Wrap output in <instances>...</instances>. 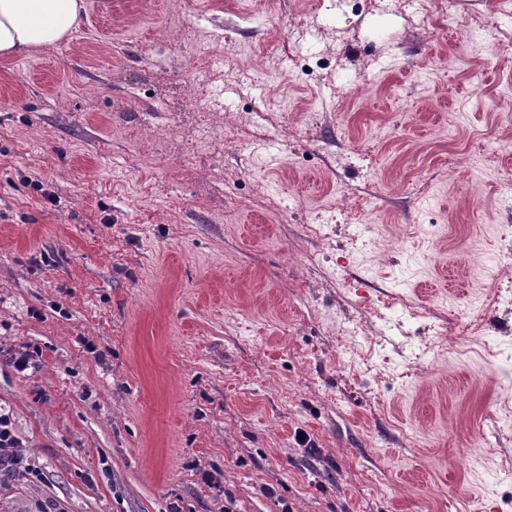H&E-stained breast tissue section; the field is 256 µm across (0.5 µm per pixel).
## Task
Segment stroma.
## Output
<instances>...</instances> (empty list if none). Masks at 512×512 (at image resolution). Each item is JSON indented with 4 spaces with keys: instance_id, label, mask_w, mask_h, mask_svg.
Instances as JSON below:
<instances>
[{
    "instance_id": "obj_1",
    "label": "stroma",
    "mask_w": 512,
    "mask_h": 512,
    "mask_svg": "<svg viewBox=\"0 0 512 512\" xmlns=\"http://www.w3.org/2000/svg\"><path fill=\"white\" fill-rule=\"evenodd\" d=\"M498 2L82 0L0 58L33 469L0 512H512ZM225 38L197 82L185 44Z\"/></svg>"
}]
</instances>
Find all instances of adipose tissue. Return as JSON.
<instances>
[{
  "label": "adipose tissue",
  "instance_id": "obj_1",
  "mask_svg": "<svg viewBox=\"0 0 512 512\" xmlns=\"http://www.w3.org/2000/svg\"><path fill=\"white\" fill-rule=\"evenodd\" d=\"M80 0H0V56L56 44L74 28Z\"/></svg>",
  "mask_w": 512,
  "mask_h": 512
}]
</instances>
